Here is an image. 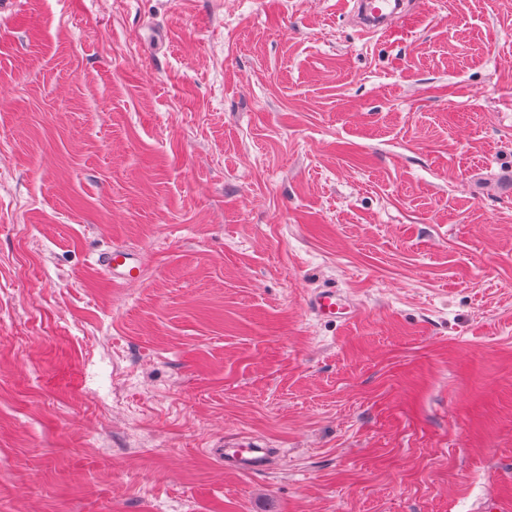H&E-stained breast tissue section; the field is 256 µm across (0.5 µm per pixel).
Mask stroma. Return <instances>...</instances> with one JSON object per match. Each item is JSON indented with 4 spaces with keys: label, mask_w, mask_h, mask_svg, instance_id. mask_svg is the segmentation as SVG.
Instances as JSON below:
<instances>
[{
    "label": "stroma",
    "mask_w": 512,
    "mask_h": 512,
    "mask_svg": "<svg viewBox=\"0 0 512 512\" xmlns=\"http://www.w3.org/2000/svg\"><path fill=\"white\" fill-rule=\"evenodd\" d=\"M409 2L0 8V512H512V0ZM346 3L348 6L352 3L351 10L365 17L364 24L372 33L388 30L394 20L405 15L402 7L406 2L401 0H356ZM103 272L115 282L126 283L141 276L140 265L121 249H112L104 252L99 258ZM341 301L340 298L336 297V290L322 288L311 293L308 307L318 317H336V311L344 309ZM217 457L224 461V466L228 468L253 473L267 468L271 450L249 441L237 444L232 448H220Z\"/></svg>",
    "instance_id": "35a3bbf8"
}]
</instances>
